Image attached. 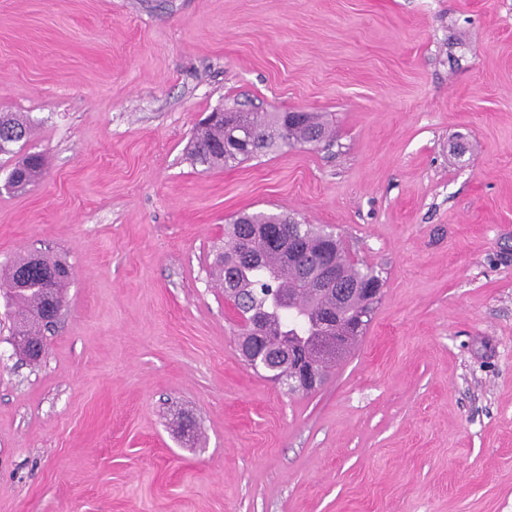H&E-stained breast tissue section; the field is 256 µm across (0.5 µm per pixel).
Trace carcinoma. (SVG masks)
I'll return each mask as SVG.
<instances>
[{"label":"carcinoma","instance_id":"obj_1","mask_svg":"<svg viewBox=\"0 0 512 512\" xmlns=\"http://www.w3.org/2000/svg\"><path fill=\"white\" fill-rule=\"evenodd\" d=\"M30 123L14 112L0 113V155H14V146L26 142ZM233 131L251 140L246 151H232L224 142ZM335 130L317 112H303L288 118L285 112H227L224 117L201 125L189 144L192 160L208 169L234 167L261 155L304 145H331ZM44 158L24 154L14 163L11 174L17 189L23 190L41 176ZM281 224L296 227L300 222L286 214H243L227 225L224 251L213 264L212 276L224 288L237 314L244 315L239 334L241 349L253 342V326L262 322L264 335L306 355L328 378L336 363L364 334L374 302L360 291V282L369 276L380 284L385 280L373 269L361 268L350 260L341 238L313 229L275 239L263 228ZM293 247L305 263L288 266V281H283L278 260ZM328 251L336 257L339 281L330 288H316L309 275L313 260ZM28 266L23 258L9 270L4 282L5 297L17 318V349L26 357L44 344V331L54 325L47 316L48 304L63 305L69 277L62 276L68 265L57 258L43 257L39 268L17 285L19 271ZM266 373L283 375L289 370L286 358L278 356L273 344L262 343Z\"/></svg>","mask_w":512,"mask_h":512}]
</instances>
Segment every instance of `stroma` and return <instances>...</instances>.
<instances>
[{
	"label": "stroma",
	"mask_w": 512,
	"mask_h": 512,
	"mask_svg": "<svg viewBox=\"0 0 512 512\" xmlns=\"http://www.w3.org/2000/svg\"><path fill=\"white\" fill-rule=\"evenodd\" d=\"M219 109L336 142L206 170ZM0 112L45 159L0 155V273L71 269L40 361L0 298V512H512V0H0ZM257 211L385 281L309 394L213 286ZM44 168V158L40 154H23L14 163L10 174L17 180L13 190H23L34 184L41 176Z\"/></svg>",
	"instance_id": "obj_1"
}]
</instances>
